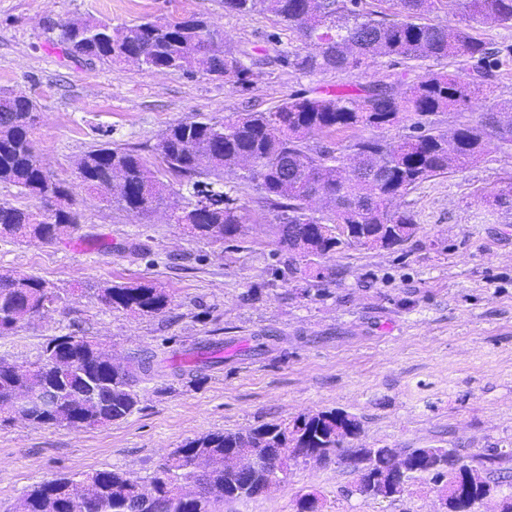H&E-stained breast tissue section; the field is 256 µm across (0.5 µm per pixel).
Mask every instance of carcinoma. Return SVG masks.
I'll use <instances>...</instances> for the list:
<instances>
[{"label":"carcinoma","instance_id":"obj_1","mask_svg":"<svg viewBox=\"0 0 512 512\" xmlns=\"http://www.w3.org/2000/svg\"><path fill=\"white\" fill-rule=\"evenodd\" d=\"M396 11L368 12L362 0H224L229 13L270 14L297 33L300 45L278 61L302 74L360 69L379 57L404 60H457L471 64L478 82L458 72L427 71L403 93L393 82L375 80L352 95H291L268 111L238 112L222 121L186 119L170 125L154 147L165 172L180 181L175 190L160 182L132 150L102 147L78 163L86 191L139 216L167 205L174 222L195 237L224 243L245 234L249 215L224 191V172L256 187L275 213L271 225L279 250L289 254L288 273L322 280L321 259L342 248L394 249L416 230L409 210L393 200L424 181L450 174L480 159L491 146L512 144V100L493 101L481 119L461 112L475 91L492 77V49L475 36V26L493 21L512 26V0H392ZM460 18L437 25L430 15L441 7ZM60 43L73 56L121 62L140 51L146 72L181 70L216 75L238 86L250 69L224 48V37L205 20L146 18L114 26L98 19L60 25ZM37 104L30 98L0 97V184L40 200L37 210L0 201V235L56 242L76 228L79 213L72 186L48 174L31 140ZM453 121L440 131L433 116ZM404 125L398 140L355 135L338 153L310 140L338 132ZM318 199L325 210L310 202ZM60 300L40 278L0 275V334ZM97 300L131 314L162 312L172 296L141 284L98 289ZM100 343L84 336H58L37 361L15 365L0 359V422L14 420L23 407L22 390L50 386L61 403L53 413L27 410L29 422L66 428L96 427L124 420L139 404V387L156 377L180 379L190 373L157 354L131 356L123 366L101 360ZM68 369L55 365L58 356ZM359 420L344 411L302 414L244 432L209 433L185 441L156 472L141 478L117 470H97L40 483L21 499L16 512H216L226 501L265 493L283 482L271 468L244 472L245 456L258 448L273 453L290 448L315 460L332 455L354 462L357 491L373 499L395 500L407 486L393 482L400 466L407 480L424 477L437 486L453 484L464 495L449 499L455 512H476L491 491L490 476L506 454L489 448L465 456L456 448H354Z\"/></svg>","mask_w":512,"mask_h":512}]
</instances>
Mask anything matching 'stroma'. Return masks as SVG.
<instances>
[{"label":"stroma","instance_id":"35a3bbf8","mask_svg":"<svg viewBox=\"0 0 512 512\" xmlns=\"http://www.w3.org/2000/svg\"><path fill=\"white\" fill-rule=\"evenodd\" d=\"M193 14L250 67L248 89L69 56L58 41L59 24L71 19L117 25ZM477 33L495 51L496 96L512 99V27L488 23ZM296 44L274 16L228 13L224 0H0V87L37 103L34 148L71 183L79 159L107 143L149 161L161 133L183 119L265 111L296 93L353 94L387 75L409 85L438 67L384 57L368 69L300 74L277 60ZM511 179L512 147L502 146L422 183L395 202L413 212L414 237L394 250L329 254L331 276L318 290L276 274L273 213L230 173L224 181L252 226L222 246L187 234L167 208L145 219L81 188L68 236L51 244L0 237V274L39 277L60 296L56 308L0 336L9 362L35 361L48 339L64 335L94 339L120 361L148 351L180 364L195 347L216 352L184 379L141 384L137 410L122 421L93 429L0 423V512L64 475L107 469L145 478L185 440L318 410L355 415L366 447L512 451V209L493 202ZM113 282L162 288L172 301L151 316L110 310L95 291ZM357 481L342 457L299 459L279 486L221 512H296L309 493L323 512H445L429 481H412L393 502L359 494Z\"/></svg>","mask_w":512,"mask_h":512}]
</instances>
